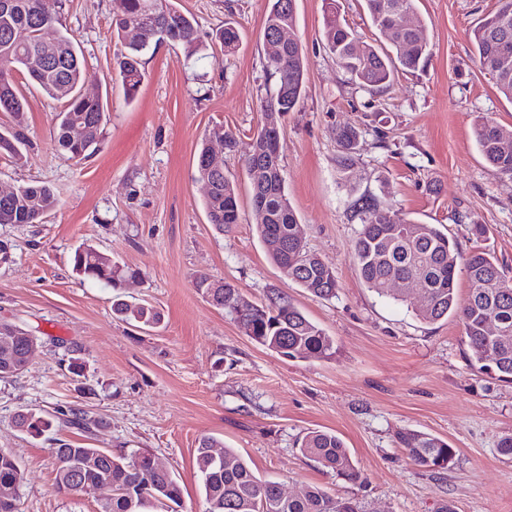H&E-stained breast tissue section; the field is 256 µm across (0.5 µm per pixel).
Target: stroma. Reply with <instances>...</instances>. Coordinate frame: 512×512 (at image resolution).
<instances>
[{
	"label": "stroma",
	"instance_id": "1",
	"mask_svg": "<svg viewBox=\"0 0 512 512\" xmlns=\"http://www.w3.org/2000/svg\"><path fill=\"white\" fill-rule=\"evenodd\" d=\"M360 41L377 48L390 35L372 25L363 0H339ZM432 54L379 90L353 82L329 52L323 0H297L296 35L308 66L303 96L280 123L288 196L308 247L331 267L335 297H315L269 258L256 233L240 155L224 156L240 197V221L217 232L204 211L195 162L202 139L223 125L249 142L263 122L261 99L275 88L264 58L268 0H177L209 42L226 19L240 32L236 51L196 60L183 46L159 45L147 79L126 102L115 79L111 0H44L74 33L85 86L106 93L110 121L82 164L52 146L56 104L27 86L21 161L0 159V188L50 185L58 207L36 224H0L13 259L0 266V323L37 338L27 370L0 379V450L22 473L21 512H97L106 492L81 496L53 486L59 444L112 452L144 449L173 471L182 490L175 512H205L194 452L212 436L286 494L318 486L355 498L363 512H512V458L498 452L512 434V383L479 372L457 317L417 319L406 302L378 297L351 260L361 227L356 202L368 199L400 217L438 225L462 252L484 249L512 278V178L479 152V119L512 130V100L481 71L469 38L498 0H417ZM358 134L350 182L337 172L336 131ZM485 229L472 235L473 226ZM138 270L114 289L72 272L78 247ZM224 278L252 304L280 296L336 341L329 359H289L252 341L194 286ZM148 303L159 327L140 329L112 313L115 295ZM81 375L67 369L69 355ZM76 406L102 420L84 432L53 423L34 435L18 413ZM313 430L343 440L359 481L337 477L301 455ZM448 441L452 468L431 473L399 448V431Z\"/></svg>",
	"mask_w": 512,
	"mask_h": 512
}]
</instances>
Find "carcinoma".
<instances>
[{"instance_id":"carcinoma-1","label":"carcinoma","mask_w":512,"mask_h":512,"mask_svg":"<svg viewBox=\"0 0 512 512\" xmlns=\"http://www.w3.org/2000/svg\"><path fill=\"white\" fill-rule=\"evenodd\" d=\"M416 0H364L372 24L384 31L397 24L399 14L414 12ZM324 29L329 51L336 62L363 87L380 89L390 83L395 71L412 72L430 54L422 24L402 29L388 50L359 44L351 27L338 12L336 0H325ZM60 19L42 13V0H0V112H7L13 126L0 129V156L20 160L21 129L26 99L18 77L61 104L56 114L53 146L56 152L76 164L91 157L107 124V103L102 93L82 90L83 60L73 35L58 31L53 48L54 61L43 59L42 27L55 26ZM296 26V0H269L264 18L266 68L276 77V88L261 107L283 115L295 110L304 89L307 57L300 39L281 45L274 39L282 27ZM112 33L118 77L126 99L136 97L146 72L144 56L164 42L182 45L189 55L201 50L196 37V21L177 10L173 0H112ZM224 53L233 52L239 32L231 21L216 32ZM470 39L480 67L498 90L512 99V0H499V7L480 19L470 30ZM83 126L85 134L75 139L72 126ZM358 133L351 127L336 131L340 147L337 168L340 180L347 182L354 165ZM476 144L484 159L501 174L512 176V131L491 119L482 120L475 130ZM271 138L260 128L243 151L244 165L252 156L267 149ZM210 151L203 144L196 158L198 178L208 177L212 189L205 197L208 222L216 230L239 223L237 183L224 173V167L205 165ZM260 193L250 190L258 237L264 243L274 240L280 248L269 252L272 262L289 278L314 295L328 299L336 294L333 271L309 250L297 236L298 219L288 198L284 174L259 179ZM53 189L45 184H25L16 193L0 198V224H36L58 206ZM361 229L353 243L351 257L368 288L380 296L390 279L420 278L426 282L425 302L413 308L424 322H437L450 315L459 317L465 342L472 351L475 366L491 371L504 382L512 381V280L489 252L462 253L456 241L435 224L402 219L375 202L358 203ZM73 271L84 279L118 287L138 272L122 268L112 256L92 248H78ZM464 267L469 296L459 305L456 277ZM195 287L208 302L223 310L252 341L269 350L287 348L290 358H325L336 353V341L306 318L291 302L274 298L266 307L246 302L238 288L224 279L198 278ZM113 313L125 321L152 327L161 321L160 312L117 299ZM495 325L497 332L490 331ZM25 346L11 335V328L0 327V377L14 373L24 361ZM57 419L69 425L90 429L91 421L79 408L58 412ZM18 428L41 433L52 421L40 414L22 412L15 418ZM399 445L417 466L436 472L447 470L456 449L447 441L418 431L398 435ZM216 440L204 438L196 448L195 464L202 478L206 512H359L350 498L330 495L310 487L297 497L281 496L279 483L257 477L230 448L224 457L213 453ZM301 454L345 479L356 482L360 474L336 435L310 431L299 441ZM56 461L54 488L59 493H86L100 483L112 485V498L100 504L99 512H168L178 504L181 489L169 470L155 466L154 458L139 450L114 455L103 448L74 447L62 443L53 449ZM21 470L15 458L0 451V512H21Z\"/></svg>"}]
</instances>
